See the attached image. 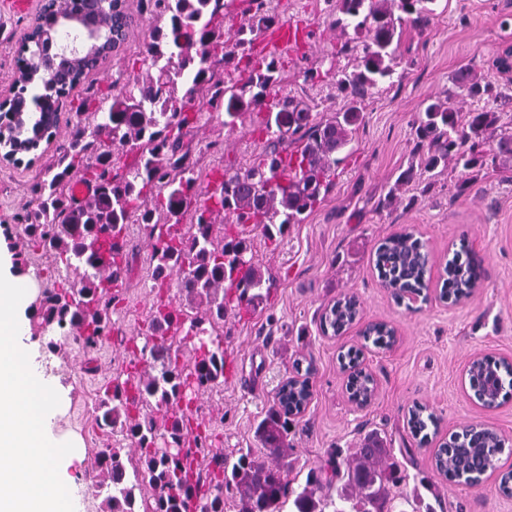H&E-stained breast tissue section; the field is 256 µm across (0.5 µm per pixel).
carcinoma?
Returning a JSON list of instances; mask_svg holds the SVG:
<instances>
[{
    "mask_svg": "<svg viewBox=\"0 0 512 512\" xmlns=\"http://www.w3.org/2000/svg\"><path fill=\"white\" fill-rule=\"evenodd\" d=\"M437 0H337L335 26L367 32L358 64L336 75L344 108L318 121L312 108L294 97L278 94L284 63L276 52L253 54V36L282 24L272 0H249L248 25L234 38L224 39V9L220 0H139L140 10L155 24L145 46L150 73L134 84L112 83L107 108L72 114L65 144L44 164L30 188L28 209L20 217V236L63 265L67 278L45 289L39 305L46 331L67 326L76 331L64 340L95 349L112 329V307L123 293L131 271L127 228L140 224L152 240V285L156 291L148 334L128 339L132 354L149 357V369L132 370L112 381L100 400L99 427L119 428L125 449L107 448L98 459L106 473L107 512H224V492L238 495L240 512H383L396 467L383 466L386 449L370 432L363 437L355 461L340 472L335 460L309 472L302 489L288 480L289 421L309 405L307 386L312 361L293 362L294 375L277 388L275 400L257 423L255 436L269 447L272 460H255L243 453L231 464L221 449H209V468L193 453L207 448L209 437L191 424L192 405L199 395L224 382V347L212 338L213 326L224 323L228 311L250 312L268 300L273 279L252 261L246 229L271 239L299 224L334 185L336 170L353 151V132L363 120L362 104L372 89L395 74L396 47L403 23L428 26ZM399 10L397 16L394 10ZM53 26L52 14L41 12L19 41V75L32 66L45 46L36 31ZM245 74L241 85H224V67ZM467 96L500 99L493 87L461 72L456 80ZM40 87L33 96L38 118L24 129V139L39 146L52 136L41 122L44 112H57L65 90L37 76L17 81L9 110L26 112L27 87ZM245 111L262 115L259 131L267 147L245 167L221 163L202 174L183 138L202 113L224 114L231 125ZM499 116L481 109L461 115L453 98L429 102L413 122L420 153L418 166H409L389 191L423 176L433 178L440 167L454 162L470 170L483 166V146L497 139L498 154L512 158V131L498 128ZM93 188L81 203L73 201V183ZM226 224L216 229V218ZM424 244L410 232L379 245L375 268L393 298L419 295L427 288L425 265L416 261ZM441 295L454 301L474 288L469 261L454 253L444 267ZM179 283L186 304L167 296L172 280ZM355 298L344 295L319 318L322 333L339 336L359 315ZM194 346V356L182 362L172 339ZM364 338L379 347L393 342L391 328L371 324ZM361 351L341 355L350 376V398L365 403L374 392L369 375L357 370ZM492 372L495 385L490 404H500L505 387L512 388V364L485 358L471 379L484 382ZM438 418L427 407L409 410L412 433L428 439L426 430ZM504 440L493 431L482 435L464 429L453 432L436 451L434 467L450 481L476 485L494 467ZM147 486L150 494L136 498ZM324 494H318L320 490Z\"/></svg>",
    "mask_w": 512,
    "mask_h": 512,
    "instance_id": "obj_1",
    "label": "carcinoma"
}]
</instances>
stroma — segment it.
I'll use <instances>...</instances> for the list:
<instances>
[{"mask_svg":"<svg viewBox=\"0 0 512 512\" xmlns=\"http://www.w3.org/2000/svg\"><path fill=\"white\" fill-rule=\"evenodd\" d=\"M274 4L283 20L302 21L313 32L300 51L282 53L283 94L303 100L322 116L332 115L345 103L336 73L354 67L362 36L334 26V0ZM125 5L133 18L126 43L65 98L62 122L51 142L40 144L38 159L0 163V252L10 256L13 275L32 280V300L24 310L32 358L61 386L55 435L80 446L65 469L73 489L87 494L86 506L76 512L106 510L95 487L103 478L96 458L101 449L121 445L122 435L99 428L95 416L106 384L129 365L128 338L148 329L154 298L151 246L145 230L130 225L132 270L112 313V330L101 344L91 351L74 342L52 348L50 333L39 328L38 308L43 290L58 281L60 272L51 255L20 248L17 216L30 200V186L44 159L67 140L72 112L82 105H108L110 83L145 76L137 55L153 21L140 11L138 0H125ZM40 8L41 0H30L26 14L0 12V102L14 95L18 36ZM507 18L512 21V0H438L425 29L405 27L397 52L399 77L366 99L364 119L353 134L354 151L337 169L325 200L282 236L270 240L251 232L253 261L269 272L274 286L256 310L225 319L219 331L227 363L224 382L200 398L212 414V442L229 461L247 448L266 457L254 428L278 383L293 375L294 360L305 357L314 364L313 396L288 435V460L298 479L333 453L353 457L364 435L374 431L404 476L398 499L388 505L390 512H399L403 496L416 512L436 504L443 512H512V497L498 489L501 474L512 469V395L485 409L470 398L464 378L473 356L512 359V161L488 162L473 173L451 165L427 190H404L395 204L383 203L398 175L415 160L412 123L430 101L455 95L461 111H497L501 124L512 129V103L461 96L455 84L457 74L468 71L512 96V76L493 65L497 53L512 44V24H503ZM308 68L317 69L319 78L304 80ZM257 125L250 112L232 127L205 118L188 129L184 143L202 169L219 160L245 164L266 147ZM406 230L425 243L438 266L463 248L481 258L484 276L475 294L448 306L439 298L440 281L434 280L421 295L396 302L383 287L372 257L385 238ZM346 294L358 298L363 322L396 329L390 347H374L354 328L332 337L321 332L316 311ZM352 347L360 349L377 380L376 394L363 409L350 400L339 364L340 354ZM416 404L426 405L438 418L437 433L424 441L412 435L407 423ZM476 422L494 427L505 448L478 485L448 482L436 472L432 451L451 433Z\"/></svg>","mask_w":512,"mask_h":512,"instance_id":"obj_1","label":"stroma"}]
</instances>
